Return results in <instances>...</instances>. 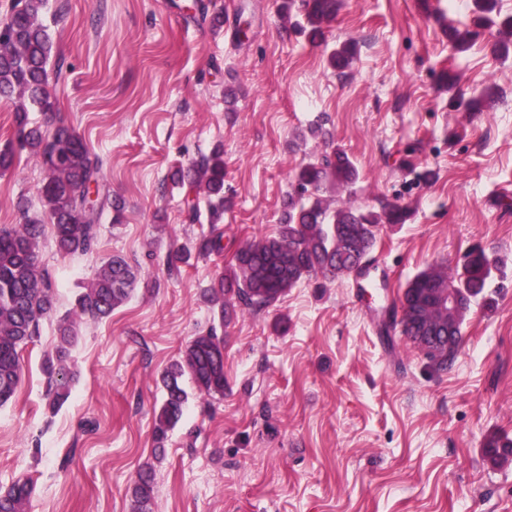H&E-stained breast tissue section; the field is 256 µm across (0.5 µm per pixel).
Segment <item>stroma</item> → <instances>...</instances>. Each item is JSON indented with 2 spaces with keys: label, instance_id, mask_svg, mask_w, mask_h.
<instances>
[{
  "label": "stroma",
  "instance_id": "35a3bbf8",
  "mask_svg": "<svg viewBox=\"0 0 512 512\" xmlns=\"http://www.w3.org/2000/svg\"><path fill=\"white\" fill-rule=\"evenodd\" d=\"M45 0L58 115L102 162L104 212L89 254L61 256L45 229L39 260L55 308L21 352L14 398L0 406V491L32 485L28 512H133L131 488L154 471L152 512H512V461L494 466L485 436L512 438V56L484 29L465 51L441 26L462 27L472 0H340L323 43L288 29L284 0ZM224 15L213 30L208 14ZM349 68L329 64L342 43ZM453 71L464 96L494 89L480 111L448 106ZM224 150L221 224L189 222L167 182ZM341 148L358 179L318 196L329 208L405 206L371 252L386 288L304 280L272 306L219 324L203 293L247 242L276 232L296 173ZM39 158L0 172V226L42 214ZM222 252L198 253L212 231ZM474 245L496 265L461 326L453 368L433 371L393 331H373L417 273L453 267ZM138 270L110 317L83 322L71 349L72 393L52 407L43 361L57 325L112 256ZM224 338V393L191 380L181 420L153 436L161 376L194 336Z\"/></svg>",
  "mask_w": 512,
  "mask_h": 512
}]
</instances>
